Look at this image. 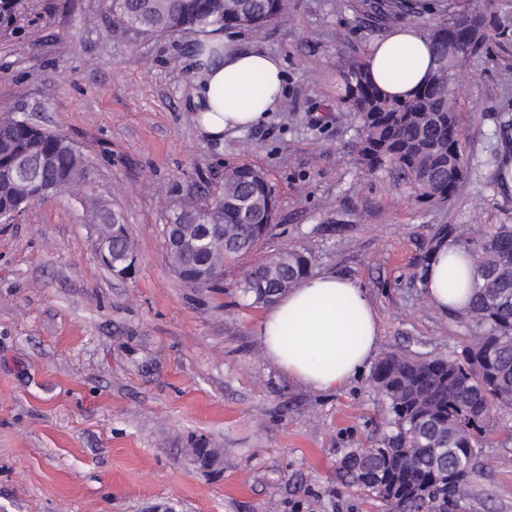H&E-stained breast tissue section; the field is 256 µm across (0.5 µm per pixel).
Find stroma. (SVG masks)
<instances>
[{
  "mask_svg": "<svg viewBox=\"0 0 512 512\" xmlns=\"http://www.w3.org/2000/svg\"><path fill=\"white\" fill-rule=\"evenodd\" d=\"M372 2L287 0L272 25L234 29L242 47L283 59L284 94L266 123L221 139L187 105L194 34L112 35L106 0H25L0 28V114L74 142L134 255L130 276L112 274L77 189L0 223V512H378L336 478L346 449L385 432L370 373L332 393L288 381L263 352V305L238 285L292 248L366 288L377 356L460 351L463 328L418 282L442 225L512 224L497 176L512 144L496 135L512 118V0L385 17ZM468 11L490 21L456 73L468 176L451 200L423 203L397 174L362 168L336 86L398 21L429 31ZM230 163L265 174L276 220L216 287L195 288L174 272L162 229L175 204L220 193ZM195 438L219 451L214 468L195 463ZM509 441L512 410L496 412L460 512H512Z\"/></svg>",
  "mask_w": 512,
  "mask_h": 512,
  "instance_id": "stroma-1",
  "label": "stroma"
}]
</instances>
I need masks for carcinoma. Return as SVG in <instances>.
Listing matches in <instances>:
<instances>
[{
	"label": "carcinoma",
	"mask_w": 512,
	"mask_h": 512,
	"mask_svg": "<svg viewBox=\"0 0 512 512\" xmlns=\"http://www.w3.org/2000/svg\"><path fill=\"white\" fill-rule=\"evenodd\" d=\"M23 0H0V24H9ZM283 10L281 0H110L111 31L143 36L193 32L218 25L237 28L255 19L261 29ZM431 45L435 77L410 100L390 99L366 76L365 64L349 66L343 75L348 118L358 123L359 163L368 171H396L412 183L424 203L445 202L463 178L456 167H468L458 125L456 75L446 67L448 19L436 24ZM46 161L26 185L0 186V214L8 216L50 193L85 183L75 145L63 134L28 124L11 113L0 122V170L20 157ZM93 219L106 228L124 224L122 215L86 196ZM276 210L273 188L261 171L232 164L224 172V191L198 214L192 203L178 205L163 236L180 237L195 218L224 225V247L207 241L180 260L181 280L210 288L214 280L193 282L188 272L212 258L220 265L250 253L271 229ZM463 246L473 264L471 297L458 315L465 345L453 358L414 359L384 355L371 383L386 400L388 431L377 448H351L338 478L375 498L383 512H455L467 495L477 460L492 426V411L512 409V224H457L438 229L437 239ZM125 236H106L99 248L109 266L126 262ZM312 272L311 259L284 248L253 266L240 291L255 303H268Z\"/></svg>",
	"instance_id": "carcinoma-1"
}]
</instances>
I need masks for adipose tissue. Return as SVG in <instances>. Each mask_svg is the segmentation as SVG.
Listing matches in <instances>:
<instances>
[{
    "instance_id": "ef3b65f1",
    "label": "adipose tissue",
    "mask_w": 512,
    "mask_h": 512,
    "mask_svg": "<svg viewBox=\"0 0 512 512\" xmlns=\"http://www.w3.org/2000/svg\"><path fill=\"white\" fill-rule=\"evenodd\" d=\"M429 34L412 24L392 27L368 48L366 69L387 96L413 97L434 71ZM205 50L192 60L194 78L189 106L204 135L217 139L267 122L282 103L284 62L276 55L238 46L219 27L204 28ZM409 75L392 83L389 70ZM262 80L265 94L254 100L252 87ZM469 257L459 245L435 246L419 286L437 310L457 312L471 292ZM346 300L357 313L359 334L338 307ZM266 358L289 381L319 392H333L359 377L376 353L379 319L365 288L333 272H314L298 280L266 307L260 325Z\"/></svg>"
}]
</instances>
